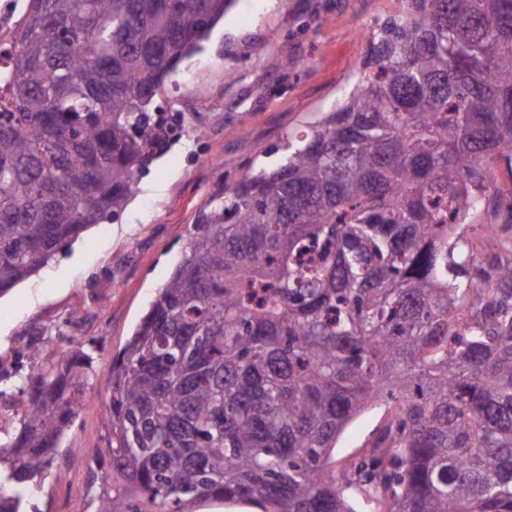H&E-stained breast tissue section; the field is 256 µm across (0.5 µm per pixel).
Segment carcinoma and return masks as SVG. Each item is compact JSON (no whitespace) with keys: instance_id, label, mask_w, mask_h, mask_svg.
Wrapping results in <instances>:
<instances>
[{"instance_id":"1","label":"carcinoma","mask_w":512,"mask_h":512,"mask_svg":"<svg viewBox=\"0 0 512 512\" xmlns=\"http://www.w3.org/2000/svg\"><path fill=\"white\" fill-rule=\"evenodd\" d=\"M234 0H26L0 52V295L133 195L151 105ZM344 104L215 196L113 359L101 512H512V265L456 288L512 174V0H396ZM0 512L52 467L92 368L30 353ZM393 415L336 483L348 425Z\"/></svg>"}]
</instances>
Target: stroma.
<instances>
[{
	"instance_id": "35a3bbf8",
	"label": "stroma",
	"mask_w": 512,
	"mask_h": 512,
	"mask_svg": "<svg viewBox=\"0 0 512 512\" xmlns=\"http://www.w3.org/2000/svg\"><path fill=\"white\" fill-rule=\"evenodd\" d=\"M396 0H237L200 51L185 59L155 103L176 118L167 150L138 176L128 203L0 297V437L19 429L16 391L31 372L27 349L60 359L61 336L93 359L81 405L25 512H100L116 481L97 461L108 438L110 363L169 279L198 216L242 168L275 164L285 134L342 104L365 56V33ZM497 202L474 211L462 241L477 263L455 276L512 262V174L500 169ZM389 418L369 409L339 438L332 468L367 453Z\"/></svg>"
}]
</instances>
